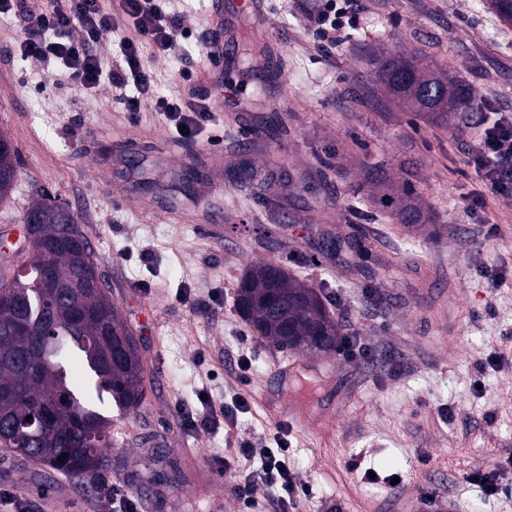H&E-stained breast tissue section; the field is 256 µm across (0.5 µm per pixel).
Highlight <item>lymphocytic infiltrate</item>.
Masks as SVG:
<instances>
[{"label":"lymphocytic infiltrate","mask_w":512,"mask_h":512,"mask_svg":"<svg viewBox=\"0 0 512 512\" xmlns=\"http://www.w3.org/2000/svg\"><path fill=\"white\" fill-rule=\"evenodd\" d=\"M170 0H0V16L17 19L19 47L25 56L55 63L61 80L92 93L110 84L115 100L127 111L139 109L141 97L155 96L157 111L172 123L179 135L190 138L208 123L214 102L210 94L177 92L156 96L155 76L142 59L143 48L154 56L169 55L177 48L176 35L184 31V17L170 10ZM355 0H323L310 17L319 38L335 43L338 32L355 23ZM115 41L120 68L97 51L104 36ZM485 119L479 123L466 152V165L480 184L470 198V209L487 198L512 199V113L495 103L481 105ZM198 407L180 408L187 428L209 432L231 424L248 409L244 397L232 404H215L207 390H200ZM290 444L281 427L268 432L267 440L242 439L239 455L259 457V469L244 474L234 487L240 512H261V500L271 497L277 512H294L309 493L288 466Z\"/></svg>","instance_id":"lymphocytic-infiltrate-1"}]
</instances>
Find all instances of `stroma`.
<instances>
[{
	"instance_id": "stroma-1",
	"label": "stroma",
	"mask_w": 512,
	"mask_h": 512,
	"mask_svg": "<svg viewBox=\"0 0 512 512\" xmlns=\"http://www.w3.org/2000/svg\"><path fill=\"white\" fill-rule=\"evenodd\" d=\"M355 27L322 49L308 22L313 0H263V15L224 0V86L213 119L190 146L189 166L166 165L160 141L179 136L140 101L137 116L112 99L56 84L24 58L0 21V132L20 151L10 204L0 208V255L21 239L20 212L49 190L70 205L94 246L109 295L141 346L152 388L142 407L113 415L123 488L151 512H238L234 486L259 459L233 458L240 439L278 425L268 383L288 352L254 339L234 307L248 264L282 263L322 289L345 335L369 357L314 356L325 379L304 375L297 392L332 417L289 431L290 468L309 488L296 512H512V496L486 495L465 474L512 454V353L480 364L512 329V200L471 213L478 183L465 173L469 133L450 134L389 104L374 77L379 50L415 49L456 73L476 102L512 112V25L488 0H361ZM190 38L165 57L145 55L158 95L198 85L211 0H184ZM199 172L176 201L149 194L129 171ZM384 162L393 182L409 161L431 214L425 235L386 220L364 200L363 164ZM496 225L483 237L485 224ZM504 282L490 291L488 270ZM190 292L198 304L176 300ZM250 367L240 372L238 360ZM247 412L213 432L184 427L180 407L197 393ZM160 452L187 474L169 494ZM232 457L224 474L215 456ZM399 483H391L393 474ZM18 486L29 512L65 496L69 512H110L59 473L0 453V488ZM433 508H425V497Z\"/></svg>"
}]
</instances>
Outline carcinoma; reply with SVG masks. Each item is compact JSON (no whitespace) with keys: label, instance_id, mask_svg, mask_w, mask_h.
Returning <instances> with one entry per match:
<instances>
[{"label":"carcinoma","instance_id":"1","mask_svg":"<svg viewBox=\"0 0 512 512\" xmlns=\"http://www.w3.org/2000/svg\"><path fill=\"white\" fill-rule=\"evenodd\" d=\"M379 79L400 105L452 134L474 119L477 106L460 79L415 52L383 53ZM20 164L19 150L0 134V204L10 201ZM407 173L389 182L380 162L364 177L377 190L373 203L397 224L417 227L428 215L417 202ZM67 204L37 192L22 208L20 223L33 224L32 247L0 261V295H13L23 309L0 307V385L16 397L0 400V419L25 422L47 417L18 434L0 432V448L93 487L102 475L123 468L110 453L112 419L105 408H139L147 379L135 337L108 293L83 287L97 268L94 252L78 227L58 223ZM235 308L257 336L283 350L329 355L341 342L339 323L319 288L272 262L252 264L238 281ZM82 362L84 377L67 379L66 364ZM66 458H60V455Z\"/></svg>","mask_w":512,"mask_h":512}]
</instances>
